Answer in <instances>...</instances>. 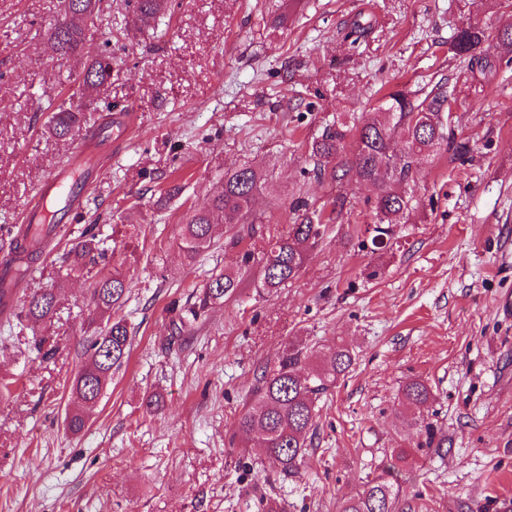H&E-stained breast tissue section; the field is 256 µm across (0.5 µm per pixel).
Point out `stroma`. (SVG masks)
<instances>
[{
    "label": "stroma",
    "instance_id": "stroma-1",
    "mask_svg": "<svg viewBox=\"0 0 512 512\" xmlns=\"http://www.w3.org/2000/svg\"><path fill=\"white\" fill-rule=\"evenodd\" d=\"M85 29L83 54L108 36L112 82L79 99L88 123L73 140L43 134L71 85L73 63L45 31L60 0H0V226L22 224L38 187L78 151L102 167L80 192L15 304L57 286L52 326L0 312V512H338L385 468L399 512H503L512 503V49L490 45L494 67L471 76L450 42L477 22L512 25V0H169L154 27L135 25L125 0ZM370 24L351 50L343 36ZM444 81L463 155L419 157L418 201L390 245L366 231L377 190L318 180L311 142L334 116L362 117L394 90ZM131 115L126 132L115 113ZM272 171L254 214L264 231L290 223L302 196L329 217L323 242L276 291L258 272L191 328L176 307L212 274L234 269L223 238L195 261L178 247L186 209L208 204L225 170ZM180 198L158 204L170 180ZM345 196L337 210V196ZM96 223L127 276L116 312L132 330L117 370L78 435L66 428L69 388L86 364L91 281L70 275L66 243ZM321 353L343 344L355 360L319 401L298 475L265 460L257 438L235 437L262 371L288 341ZM418 379L432 396L407 411ZM161 393L160 410L146 398ZM437 444L425 445L424 424Z\"/></svg>",
    "mask_w": 512,
    "mask_h": 512
}]
</instances>
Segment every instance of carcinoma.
I'll use <instances>...</instances> for the list:
<instances>
[{
	"label": "carcinoma",
	"mask_w": 512,
	"mask_h": 512,
	"mask_svg": "<svg viewBox=\"0 0 512 512\" xmlns=\"http://www.w3.org/2000/svg\"><path fill=\"white\" fill-rule=\"evenodd\" d=\"M102 0H63L64 15L47 29L48 39L62 56L79 54L83 30L75 20L92 19L101 11ZM167 0H127L135 20L149 26L164 10ZM491 40L512 46V26L488 33L475 25L463 27L453 38L451 50L468 62L470 69L485 74L492 62L481 50ZM112 81V39L104 42L97 58L75 73L74 91L57 104L44 132L57 140H67L85 123L86 116L73 105L77 94L97 92ZM453 100L441 86L423 90H398L384 96L377 107L359 126L337 120L324 128L311 144L313 173L318 179L333 181H365L378 188L374 201L376 222L372 245L385 247L394 236V228L408 221L414 208L413 196L406 189L414 180L419 156L437 151L441 146L454 147L451 123L448 122ZM353 138L354 160H341L347 138ZM268 180V174L247 164L224 171L221 191L209 207L190 209L179 229L180 248L189 261H194L213 243L219 224L228 228L225 247L236 251L239 271L260 268L261 287L269 291L295 279L305 260L318 246L328 228L322 213L311 211L308 203L298 199L290 204L297 214L284 234L268 237L260 254L243 246V241L257 235L253 205ZM11 250L20 251L18 276L30 271V264L40 257L33 245L12 243ZM70 269L92 275L90 305L92 316L85 330L86 350L91 361L75 377L70 388L71 406L66 415L68 430L77 435L86 425L89 412L97 405L112 374L128 360L131 348L130 328L112 311L126 301L129 292L125 275L108 251L99 247L95 225L90 224L72 243L66 253ZM233 273L210 277L192 306L179 316L178 329L199 320L215 304H221L239 287ZM56 315L55 292L43 288L33 292L24 302L19 316L34 324H49ZM353 355L348 347L338 345L328 356H320L310 347L288 343L272 371H263L254 393V403L240 416L236 435L247 439L255 432L262 436V448L270 466L284 475L298 473L307 451V439L315 429L316 402L336 381L349 372ZM313 367L301 375L307 363ZM428 386L414 380L402 389V399L413 408L424 406L430 399ZM399 488L387 470L367 481L363 489L341 502L339 512H396Z\"/></svg>",
	"instance_id": "cac0c4a2"
}]
</instances>
